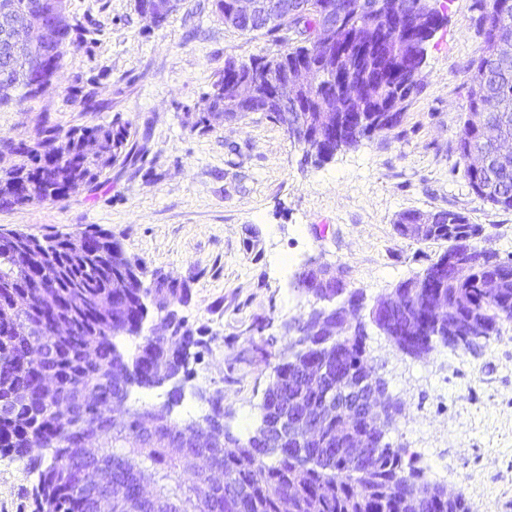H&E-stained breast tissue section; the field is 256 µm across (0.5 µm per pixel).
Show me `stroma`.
I'll return each mask as SVG.
<instances>
[{"label":"stroma","mask_w":512,"mask_h":512,"mask_svg":"<svg viewBox=\"0 0 512 512\" xmlns=\"http://www.w3.org/2000/svg\"><path fill=\"white\" fill-rule=\"evenodd\" d=\"M438 3L448 22L427 47L402 121L320 166L304 163L282 126L260 112L195 127L225 58L278 51L262 32L225 26L212 0H182L159 28L136 0H67L86 42L61 60L48 94L0 106V135L15 139L47 122L64 131L128 126L136 152L96 191L0 209V228L38 237L102 229L147 273L188 288L176 311L199 345L172 414L177 422L201 419L209 407L198 390L218 389L226 424L250 436L287 344L282 322L317 306L294 286L305 266H347L348 289L369 307L444 252L445 242L395 232L404 210L462 212L482 227L488 247L512 258V210L471 191L456 152L467 66L482 42L473 0ZM91 77L99 112L84 111L72 94L77 79ZM367 345L404 405L391 441L414 452L429 481L461 490L470 512H512V321L475 353L439 345L413 358L374 328ZM37 484L25 461L0 452V512H38Z\"/></svg>","instance_id":"stroma-1"}]
</instances>
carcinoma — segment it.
Returning <instances> with one entry per match:
<instances>
[{"instance_id": "carcinoma-1", "label": "carcinoma", "mask_w": 512, "mask_h": 512, "mask_svg": "<svg viewBox=\"0 0 512 512\" xmlns=\"http://www.w3.org/2000/svg\"><path fill=\"white\" fill-rule=\"evenodd\" d=\"M288 12V22L274 27L262 18L240 22L241 32L263 31L282 44L273 56H258L239 63L233 75L222 73L207 94V105L194 122L205 130L223 117H245L238 106L224 98V86L249 82L254 99L273 92L272 80H282L304 67L314 82L296 92L285 106L273 105L265 114L279 124H303L312 131L309 146L297 140L304 163L320 166L336 153L361 140L389 130L401 122L403 104L419 88L421 44L424 28L438 29L447 16L430 0H270ZM336 4L329 13L326 4ZM476 26L483 37L477 58L467 67V100L457 140L459 164L473 193L504 210H512V156L499 154L493 143L479 137L485 125L512 139V0H474ZM12 16L0 13V89L12 87L18 98L0 94V105L36 97L26 83H19L12 56ZM85 34L69 22L50 33L49 45L62 58L69 47H79ZM96 79L77 88L83 110L97 112ZM355 86L349 94L343 85ZM491 98L492 112L480 107ZM288 115H283V111ZM334 112L338 133L318 129L320 113ZM94 138L99 151L86 157L83 140ZM130 131L112 123L73 126L60 133L44 125L29 141L0 136V148L15 155L8 169L0 171V207H22L64 197L61 190L80 183L96 189L129 145ZM435 223L426 241H445L448 248L421 274L398 283L400 308L378 321L388 325L407 354L421 357L429 349L420 333L434 331L424 308L425 281L445 264L439 293L448 302L449 317L459 320L486 340L497 335L504 317L512 318V262L492 249L474 247L465 255L463 239L481 230L469 218L451 210L432 212ZM101 245L80 253L71 236L50 235L52 264L34 277L25 259L16 252L15 235L0 230V307L11 304L12 295H30L29 306L17 317L31 324L30 334L16 336L0 323V451L27 462L37 473L38 512H95L93 498L81 483V442L94 432L97 452L105 464L101 492L112 499V512H306L311 502L320 512H469L465 496L438 495L439 484L428 481L414 468L413 455L387 433L368 429L362 421L350 430L365 440L363 463L355 465L336 444L337 422L320 424L321 439L303 447L290 441L271 448L254 432L242 440L230 436L234 448H178L179 425L171 416L160 418L154 431L141 436L138 447H128L143 409L129 404L124 414L112 418V399H131L132 389H152V375L178 370L179 353L189 329L182 320L170 319L171 335L162 345L145 333V309L150 294L142 264L129 259L119 242L101 230L86 234ZM497 278L501 288L485 292L484 281ZM120 281L122 288L112 287ZM107 295L111 310L101 313L96 298ZM363 294L346 291L340 303L354 316L349 336H336L333 345L312 348L282 358L273 367L277 382L269 389L261 418L273 420L283 412L298 413L303 405L323 403L328 386L361 377L366 361L368 332L361 312ZM65 321L69 332L53 334V326ZM34 343L43 355L29 359ZM124 360L132 371L126 386L115 380L112 367ZM315 362L326 368L328 381L312 386L298 378L299 363ZM52 374L57 387L49 392L43 377ZM207 453L222 468L225 487L209 485L207 476L189 466L190 459ZM149 470L155 478L157 500L139 498L138 475L129 460Z\"/></svg>"}]
</instances>
